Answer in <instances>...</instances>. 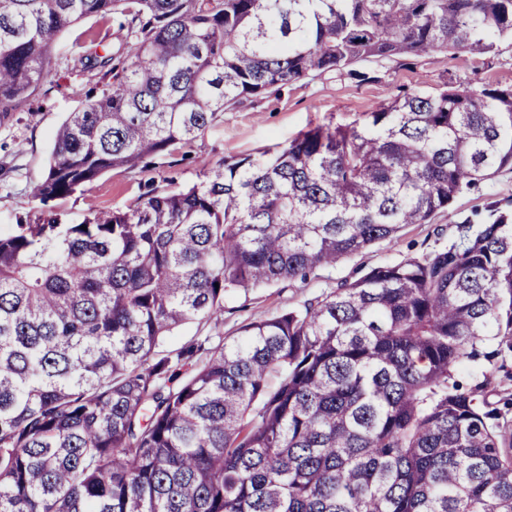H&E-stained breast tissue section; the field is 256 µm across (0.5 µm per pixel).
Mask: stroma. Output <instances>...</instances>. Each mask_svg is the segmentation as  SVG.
<instances>
[{
    "label": "stroma",
    "mask_w": 512,
    "mask_h": 512,
    "mask_svg": "<svg viewBox=\"0 0 512 512\" xmlns=\"http://www.w3.org/2000/svg\"><path fill=\"white\" fill-rule=\"evenodd\" d=\"M84 35L101 40L108 53L123 43L119 21L90 16L66 31L48 75L35 94L0 127V230L34 224L55 216L66 224L82 223L101 210L133 206L148 187L190 185L217 162L283 146L301 132L318 125H348L362 121L366 112L404 92H434L444 85L512 87V44L500 43L495 53L475 59L458 53H433L419 59L366 62L357 75L328 73L283 88L278 94L225 111L186 155L163 156L151 166L114 169L102 174L84 193L41 204L31 198L30 184L42 179L53 146L54 133L68 112L82 101L101 96L105 82L99 70L84 68L72 43ZM512 212V169L460 193L448 209L425 224L406 226L397 240L383 241L348 256L336 265L320 268L307 279L283 280L262 288L231 289L224 297L219 323L195 322L177 329L162 344V351L180 348L205 337L236 338L241 325L270 317L354 281L372 268L422 256L454 241L460 224L489 223L495 212ZM492 374L491 401L512 397V358L506 367L466 364L457 372L467 387Z\"/></svg>",
    "instance_id": "stroma-1"
}]
</instances>
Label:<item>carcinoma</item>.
<instances>
[{
  "label": "carcinoma",
  "mask_w": 512,
  "mask_h": 512,
  "mask_svg": "<svg viewBox=\"0 0 512 512\" xmlns=\"http://www.w3.org/2000/svg\"><path fill=\"white\" fill-rule=\"evenodd\" d=\"M110 14L121 54L76 46L112 82L56 130L42 203L302 79L512 41V0H0V124L61 34ZM507 166L512 88L448 87L81 225L1 232L0 512H512V398L455 379L512 353L507 211L156 357L178 327L219 323L227 290L391 242Z\"/></svg>",
  "instance_id": "carcinoma-1"
}]
</instances>
